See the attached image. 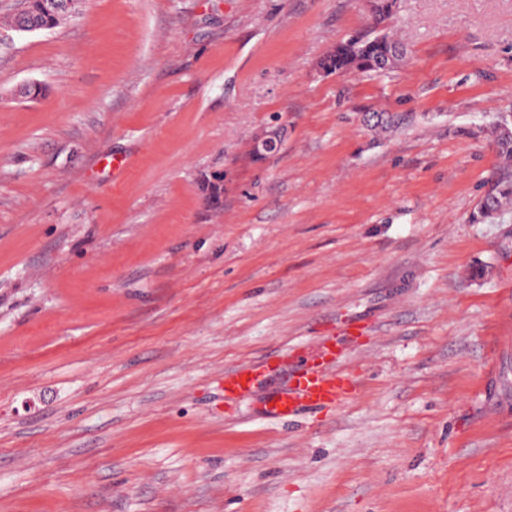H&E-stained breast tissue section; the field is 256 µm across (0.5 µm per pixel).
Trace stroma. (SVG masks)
Masks as SVG:
<instances>
[{
	"label": "stroma",
	"mask_w": 512,
	"mask_h": 512,
	"mask_svg": "<svg viewBox=\"0 0 512 512\" xmlns=\"http://www.w3.org/2000/svg\"><path fill=\"white\" fill-rule=\"evenodd\" d=\"M15 4L0 512H512V204L470 221L512 0H398L406 62L325 76L365 0H85L37 33ZM328 340L356 391L268 416ZM259 376V366L240 368L224 374V394L230 397L243 396L254 387Z\"/></svg>",
	"instance_id": "obj_1"
}]
</instances>
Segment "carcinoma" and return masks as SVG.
<instances>
[{
  "label": "carcinoma",
  "mask_w": 512,
  "mask_h": 512,
  "mask_svg": "<svg viewBox=\"0 0 512 512\" xmlns=\"http://www.w3.org/2000/svg\"><path fill=\"white\" fill-rule=\"evenodd\" d=\"M19 18L34 21L43 29L56 27L60 18L44 10V0H21ZM397 0H378L368 34L340 42L320 60L330 74L382 73L395 68L403 58L401 44L389 31ZM500 163L484 182V191L471 214V221L483 223L512 201V138L492 133Z\"/></svg>",
  "instance_id": "1"
}]
</instances>
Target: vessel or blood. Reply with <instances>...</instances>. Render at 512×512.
Here are the masks:
<instances>
[{
  "label": "vessel or blood",
  "instance_id": "vessel-or-blood-1",
  "mask_svg": "<svg viewBox=\"0 0 512 512\" xmlns=\"http://www.w3.org/2000/svg\"><path fill=\"white\" fill-rule=\"evenodd\" d=\"M340 353L335 342H324L318 356L303 358L301 366L289 378L288 389L269 404L278 417L296 412L321 409L344 401L353 390L349 377L340 372ZM259 376L255 366L243 367L224 376V392L237 397L249 393Z\"/></svg>",
  "mask_w": 512,
  "mask_h": 512
}]
</instances>
